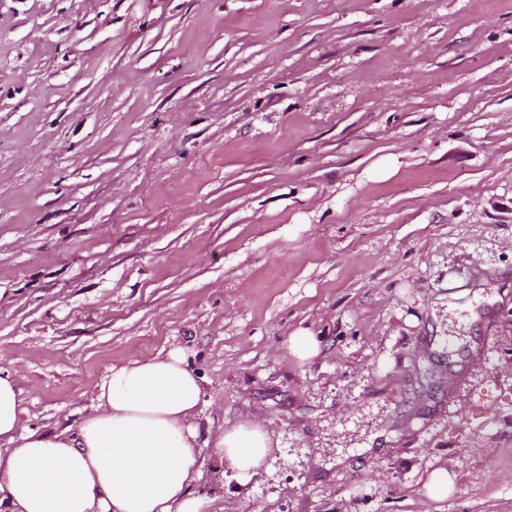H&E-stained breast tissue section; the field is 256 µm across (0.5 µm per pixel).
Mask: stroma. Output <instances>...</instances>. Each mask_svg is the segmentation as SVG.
<instances>
[{
    "mask_svg": "<svg viewBox=\"0 0 512 512\" xmlns=\"http://www.w3.org/2000/svg\"><path fill=\"white\" fill-rule=\"evenodd\" d=\"M174 348L223 512H512V0H0L24 424ZM286 347L301 362L308 361L320 353V343L308 330H297L288 336ZM214 448L240 476L249 478L265 464L271 438L259 425H241L218 435Z\"/></svg>",
    "mask_w": 512,
    "mask_h": 512,
    "instance_id": "35a3bbf8",
    "label": "stroma"
}]
</instances>
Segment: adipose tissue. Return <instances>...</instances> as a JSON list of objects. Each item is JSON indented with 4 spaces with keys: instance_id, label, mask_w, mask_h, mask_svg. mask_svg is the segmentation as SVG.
Returning <instances> with one entry per match:
<instances>
[{
    "instance_id": "obj_1",
    "label": "adipose tissue",
    "mask_w": 512,
    "mask_h": 512,
    "mask_svg": "<svg viewBox=\"0 0 512 512\" xmlns=\"http://www.w3.org/2000/svg\"><path fill=\"white\" fill-rule=\"evenodd\" d=\"M201 380L177 349L112 365L76 427L23 426L12 373L0 369V512H211L219 490L193 492ZM271 446L259 425L214 440L240 476Z\"/></svg>"
}]
</instances>
